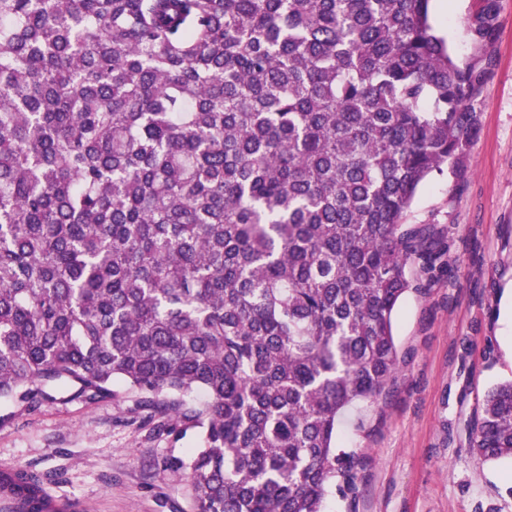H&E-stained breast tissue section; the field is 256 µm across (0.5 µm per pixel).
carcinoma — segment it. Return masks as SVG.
<instances>
[{
  "label": "carcinoma",
  "instance_id": "cac0c4a2",
  "mask_svg": "<svg viewBox=\"0 0 512 512\" xmlns=\"http://www.w3.org/2000/svg\"><path fill=\"white\" fill-rule=\"evenodd\" d=\"M499 14L461 63L429 0H0V399L123 382L203 429L166 459L196 512L354 500L337 418L394 384L406 268L441 256L404 217L466 172ZM466 451L512 458V380Z\"/></svg>",
  "mask_w": 512,
  "mask_h": 512
}]
</instances>
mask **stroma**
<instances>
[{
    "mask_svg": "<svg viewBox=\"0 0 512 512\" xmlns=\"http://www.w3.org/2000/svg\"><path fill=\"white\" fill-rule=\"evenodd\" d=\"M447 2L443 11L431 0V20L463 61L464 22L479 0ZM500 6L468 169L460 179L431 175L405 218L433 225L445 254L433 271L408 268L415 288L394 315L397 381L386 399L350 406L337 424V445L366 457L360 494L352 504L330 496L324 512H512V459L480 463L466 452L478 399L512 379V0ZM137 400L123 386L94 404L17 412L0 400V466L34 472L77 512H195L186 481L163 460L200 447V429L156 434Z\"/></svg>",
    "mask_w": 512,
    "mask_h": 512,
    "instance_id": "obj_1",
    "label": "stroma"
}]
</instances>
